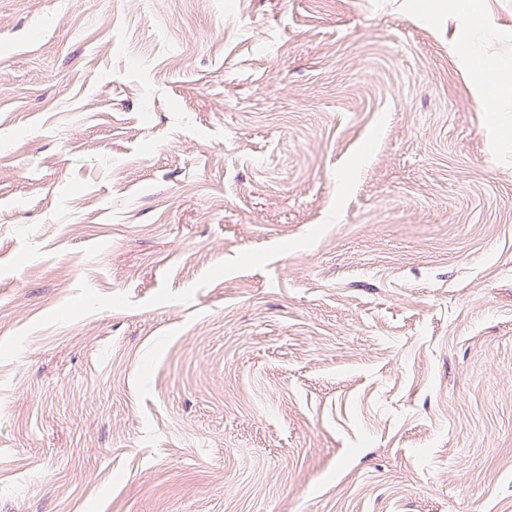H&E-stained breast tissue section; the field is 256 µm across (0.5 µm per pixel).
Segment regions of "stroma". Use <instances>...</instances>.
<instances>
[{"label": "stroma", "instance_id": "stroma-1", "mask_svg": "<svg viewBox=\"0 0 512 512\" xmlns=\"http://www.w3.org/2000/svg\"><path fill=\"white\" fill-rule=\"evenodd\" d=\"M512 0H0V512H512ZM481 81L475 86L477 97L488 104L495 112L493 104L497 97L512 90V67L508 65L487 64L483 66Z\"/></svg>", "mask_w": 512, "mask_h": 512}]
</instances>
